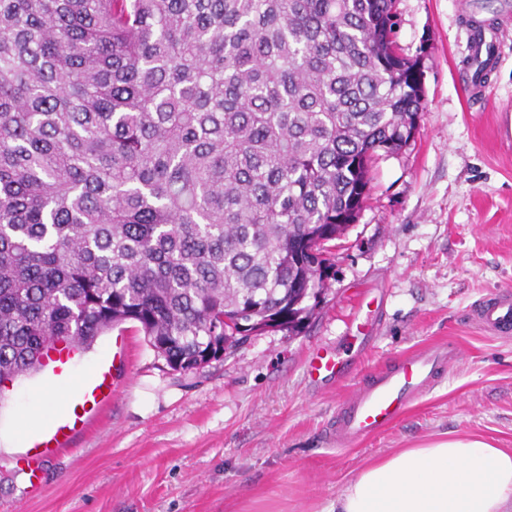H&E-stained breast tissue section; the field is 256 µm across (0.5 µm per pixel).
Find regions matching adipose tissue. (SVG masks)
I'll return each mask as SVG.
<instances>
[{
	"label": "adipose tissue",
	"mask_w": 512,
	"mask_h": 512,
	"mask_svg": "<svg viewBox=\"0 0 512 512\" xmlns=\"http://www.w3.org/2000/svg\"><path fill=\"white\" fill-rule=\"evenodd\" d=\"M80 385L43 388L15 416V439L31 442ZM326 512H512V453L473 437L424 441L364 465Z\"/></svg>",
	"instance_id": "ef3b65f1"
}]
</instances>
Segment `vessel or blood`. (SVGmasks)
<instances>
[{"mask_svg": "<svg viewBox=\"0 0 512 512\" xmlns=\"http://www.w3.org/2000/svg\"><path fill=\"white\" fill-rule=\"evenodd\" d=\"M470 39V83L478 88L486 68L495 59L496 42L478 27L472 30ZM468 317L487 332L503 337L512 335V293L505 291L481 298L471 306ZM76 355L75 342L53 344L50 357L53 372L58 375L69 373ZM458 357L456 343L444 342L412 350L393 364L377 369L337 410L329 432L330 442L345 448L365 436L379 433L431 390ZM342 371L341 359L328 353H313L308 362V374L312 377L337 378ZM118 387V374L101 369L70 397L68 409L56 425L43 433L19 460L31 487H39L42 482L49 449L66 447L85 429L88 417L99 406L102 395L115 393Z\"/></svg>", "mask_w": 512, "mask_h": 512, "instance_id": "1", "label": "vessel or blood"}]
</instances>
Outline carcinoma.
<instances>
[{
	"label": "carcinoma",
	"instance_id": "cac0c4a2",
	"mask_svg": "<svg viewBox=\"0 0 512 512\" xmlns=\"http://www.w3.org/2000/svg\"><path fill=\"white\" fill-rule=\"evenodd\" d=\"M395 2L0 0V384L125 322L183 372L302 333L424 109Z\"/></svg>",
	"mask_w": 512,
	"mask_h": 512
}]
</instances>
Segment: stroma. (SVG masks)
I'll use <instances>...</instances> for the list:
<instances>
[{
	"mask_svg": "<svg viewBox=\"0 0 512 512\" xmlns=\"http://www.w3.org/2000/svg\"><path fill=\"white\" fill-rule=\"evenodd\" d=\"M397 0V43L423 55L414 140L371 168L368 198L336 242L316 321L268 332L223 358L171 370L134 323L98 336L77 372L129 342L119 390L51 451L31 488L23 448L0 446V512H323L364 464L432 437L512 449V338L485 335L469 306L512 290V0ZM497 34L484 101L469 104L467 37ZM453 371L388 430L339 449L328 431L347 393L378 366L441 339ZM317 348L347 351L342 382L311 381ZM51 369L0 388V428Z\"/></svg>",
	"mask_w": 512,
	"mask_h": 512,
	"instance_id": "stroma-1",
	"label": "stroma"
}]
</instances>
